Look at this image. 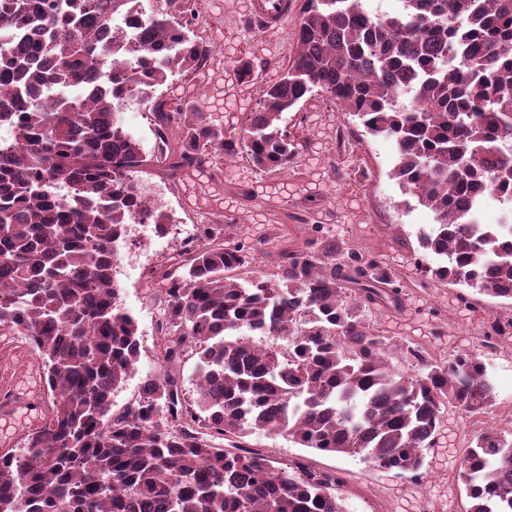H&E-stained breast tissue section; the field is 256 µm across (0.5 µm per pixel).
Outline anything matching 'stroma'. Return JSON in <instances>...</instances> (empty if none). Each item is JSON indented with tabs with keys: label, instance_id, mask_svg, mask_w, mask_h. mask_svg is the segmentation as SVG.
<instances>
[{
	"label": "stroma",
	"instance_id": "obj_1",
	"mask_svg": "<svg viewBox=\"0 0 512 512\" xmlns=\"http://www.w3.org/2000/svg\"><path fill=\"white\" fill-rule=\"evenodd\" d=\"M251 2L201 0L189 29L228 61L260 46L255 81L232 88L220 69L201 71L193 79L176 73L158 89V98L172 105L206 99L212 119L227 127L257 108L263 88L280 80L296 49V26L288 24L259 40L247 21ZM322 100L319 94L308 97L285 116L290 136L299 144L287 172H260L241 156L187 169L173 179L157 165L138 173L137 181L173 187L163 210L184 235L204 219L222 220L225 245L249 246L254 271L272 270L275 242L308 250L333 243L379 255L399 281L403 299L397 312L371 305V323L379 334L421 345L429 359L441 363L464 350L481 354L497 393L495 406L489 413L469 416L445 404L418 478L373 468L357 457L318 453L280 435L258 431L248 438L250 447L261 449L271 461L302 459L335 473L344 512H464L468 498L458 471L471 441L490 426L512 431V333L490 332L491 321L512 318V301L425 278V265L437 259L424 255L419 237L433 216L417 203L403 205L404 195L391 174L393 144L368 135L341 110L322 108ZM118 123L143 150H150L155 125L149 102L132 101ZM185 256L181 237L156 238L146 250L123 254L125 268L117 274L120 303L137 322L140 358L113 393V410L134 403L142 380L160 369L155 355L158 317L150 288L154 278L176 268ZM40 368L26 337L0 331V378L14 383Z\"/></svg>",
	"mask_w": 512,
	"mask_h": 512
}]
</instances>
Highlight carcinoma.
I'll list each match as a JSON object with an SVG mask.
<instances>
[{"instance_id":"carcinoma-1","label":"carcinoma","mask_w":512,"mask_h":512,"mask_svg":"<svg viewBox=\"0 0 512 512\" xmlns=\"http://www.w3.org/2000/svg\"><path fill=\"white\" fill-rule=\"evenodd\" d=\"M189 2L159 0L133 37L112 17L137 24L140 0H0V122L19 145L0 149V329L28 337L51 392L45 425L0 453V512H344L336 476L275 466L246 438L265 430L416 474L442 406L474 416L496 404L479 353L442 364L375 332L367 308L402 305L379 256L281 247L273 271L239 282L228 273L250 264L249 247L205 224L161 275L164 373L112 414L140 357L114 244L142 212L168 221L143 207L133 174L157 162L175 178L241 154L286 172L298 143L282 114L315 92L393 141L392 177L433 215L419 244L439 263L425 275L512 300V225L476 219L480 192L512 204V0H398L381 16L363 0H306L283 78L230 132L201 102L156 96L212 53L183 24ZM134 97L153 101L154 154L112 124V101ZM399 349L415 372L388 363ZM188 357L194 400L172 372ZM458 477L467 512H512V438L477 435Z\"/></svg>"}]
</instances>
